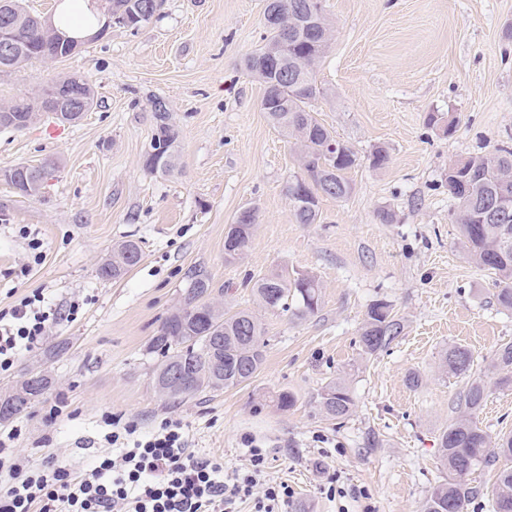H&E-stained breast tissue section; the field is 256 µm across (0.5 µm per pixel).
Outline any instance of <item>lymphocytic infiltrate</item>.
I'll use <instances>...</instances> for the list:
<instances>
[{
	"label": "lymphocytic infiltrate",
	"mask_w": 512,
	"mask_h": 512,
	"mask_svg": "<svg viewBox=\"0 0 512 512\" xmlns=\"http://www.w3.org/2000/svg\"><path fill=\"white\" fill-rule=\"evenodd\" d=\"M40 293L23 298L10 313H0V372L9 371L21 351L35 347L45 335L49 311ZM15 438H0V512H237V502L254 499L255 512H274L287 502L286 484L260 485L265 452L246 439L249 465L225 473L220 461L190 451L179 422L163 420L158 428L140 434L136 422L116 426L111 454L81 474L58 462L47 470L25 469L7 450Z\"/></svg>",
	"instance_id": "1"
}]
</instances>
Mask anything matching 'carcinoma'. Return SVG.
Listing matches in <instances>:
<instances>
[{"instance_id":"1","label":"carcinoma","mask_w":512,"mask_h":512,"mask_svg":"<svg viewBox=\"0 0 512 512\" xmlns=\"http://www.w3.org/2000/svg\"><path fill=\"white\" fill-rule=\"evenodd\" d=\"M155 0H112V23L131 31L149 23L158 12ZM16 21L11 23L10 38L17 52L10 68L55 62L79 53L74 36L56 30L47 37L40 17L30 14L21 0H13ZM319 13L322 26H311L292 37L288 17L297 13ZM263 44L247 55L245 68L263 86H273L275 98H262L261 106L268 121L293 137L300 148L303 176L288 183L286 194L299 224H315L320 219L319 196L335 199L347 197L352 190L349 171L357 158L346 154L341 160L331 156L327 145L336 141L315 116L310 101L320 93L317 66L327 51L333 31L324 14L321 0H281V15L265 17ZM309 61L306 74L293 82L292 61ZM62 80L77 85L82 98L78 110L67 105L52 118L60 123H76L95 104L93 84L80 74ZM13 112L0 118V129L22 131L35 112L31 100L12 101ZM154 132L144 167L151 173L166 174L174 170L180 132L171 121L165 102L152 101ZM12 186L17 195L37 197L44 188L51 164L13 165ZM512 169V145L504 142L488 154L460 157L448 164L446 185L456 201V214L466 219L458 224L460 242L467 259L477 268L494 275L497 305L512 310V208L503 213L505 223H487V214L495 206L492 190L498 186L504 170ZM257 214L247 209V218L227 225L225 237L236 241L239 253L249 248L256 228ZM141 246L126 240L113 247L112 255L97 268L99 278L116 280L141 260ZM188 287L178 305L163 322L150 343L152 352L163 361L154 372V388L169 399L184 401L206 390L237 387L251 381L264 363L265 328L247 309H220L216 297L224 289L215 287L203 270L189 269ZM252 292L268 309L292 312L298 318L316 314L321 303V289L314 276H289L283 272L265 274L253 280ZM405 325L386 300H376L366 311L359 329V343L367 355H375L392 345L404 334ZM474 360L465 348L453 346L445 351L442 371L467 375L469 381L461 397L465 411L448 421L439 435L441 461L448 469V480L433 487L422 512H468V506L484 496V489L471 485L468 476L479 467H498L496 486L491 495L492 512H512V434L496 437L474 420L487 397L489 382L472 375ZM494 384L512 385V342L500 345L488 369ZM50 387L47 375L32 381L25 379L15 388L0 393V421H8L31 408L35 400ZM320 411L333 419H343L354 409L350 388L342 381L327 383L318 393Z\"/></svg>"}]
</instances>
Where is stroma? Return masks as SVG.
I'll return each mask as SVG.
<instances>
[{
	"label": "stroma",
	"mask_w": 512,
	"mask_h": 512,
	"mask_svg": "<svg viewBox=\"0 0 512 512\" xmlns=\"http://www.w3.org/2000/svg\"><path fill=\"white\" fill-rule=\"evenodd\" d=\"M322 6L334 38L311 107L358 164L347 198L320 197L316 224L294 219L285 188L301 173L298 146L268 122L263 88L243 65L264 33L265 0H164L138 31L115 26L74 57L0 72V104L35 98L72 73L97 92L76 124L43 114L24 131L0 130V167L55 164L36 198L0 180V205L11 208L0 223V311L39 289L55 314L43 341L0 373V390L36 368L53 381L27 412L0 423V433L15 432L24 464L54 457L82 472L111 452L112 419L136 421L144 434L173 419L190 450L228 470L244 466L243 439L255 438L267 480L293 490L288 512H421L447 479L439 433L467 380L442 373L441 357L464 347L480 372L512 342V312L498 307L491 274L467 260L445 185L449 161L512 139V42L503 37L512 0ZM157 97L180 131L169 174L143 164ZM378 147L388 155L381 168L369 160ZM248 207L259 215L252 243L226 260V226ZM32 237L44 251L35 266ZM129 239L140 262L121 279H100L99 264ZM195 266L227 287L226 306L262 320L265 361L247 385L167 400L154 388L159 357L148 344ZM280 270L320 282L318 314L257 306L250 278ZM379 299L405 331L370 356L359 328ZM339 378L356 404L342 421L317 407L321 388ZM282 390L296 397L285 412L267 401ZM476 420L491 435L512 432V387L490 388Z\"/></svg>",
	"instance_id": "stroma-1"
}]
</instances>
